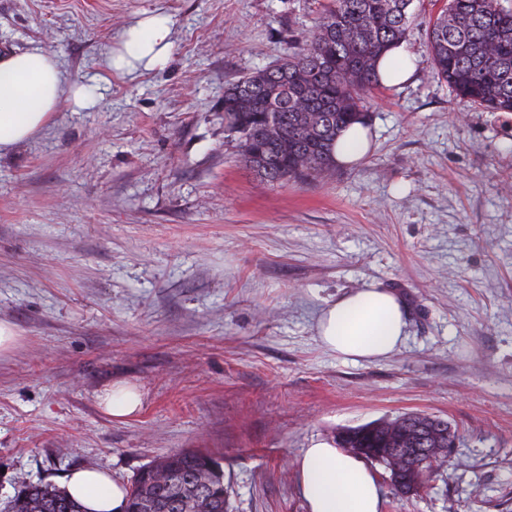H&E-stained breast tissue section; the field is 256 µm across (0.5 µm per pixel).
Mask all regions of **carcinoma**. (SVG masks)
Masks as SVG:
<instances>
[{
    "instance_id": "carcinoma-1",
    "label": "carcinoma",
    "mask_w": 512,
    "mask_h": 512,
    "mask_svg": "<svg viewBox=\"0 0 512 512\" xmlns=\"http://www.w3.org/2000/svg\"><path fill=\"white\" fill-rule=\"evenodd\" d=\"M414 0H327L305 42L273 64L229 83L224 122L238 134L241 159L268 182L304 181L336 165L338 133L366 118V93L381 87L377 60L405 38ZM432 74L455 96L489 112L512 113V4L448 0L426 28ZM426 415L375 423L358 448H379L412 431ZM201 451L169 454L141 468L128 487L126 512H228L224 472ZM438 458L406 462L424 484ZM0 512H83L64 491L22 482Z\"/></svg>"
}]
</instances>
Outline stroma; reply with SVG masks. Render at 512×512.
Returning a JSON list of instances; mask_svg holds the SVG:
<instances>
[{
	"mask_svg": "<svg viewBox=\"0 0 512 512\" xmlns=\"http://www.w3.org/2000/svg\"><path fill=\"white\" fill-rule=\"evenodd\" d=\"M445 5L414 0L415 72L369 94L368 157L268 183L224 88L303 41L318 0H0V52L46 49L102 95L0 155V320L19 334L0 356V503L24 479L126 484L200 450L231 512H308L302 449L421 412L457 437L413 494L370 464L381 512H512V114L431 77ZM146 11L172 21L169 62L111 69ZM372 285L404 300L403 344L326 350L321 309ZM116 380L142 389L137 415L100 407Z\"/></svg>",
	"mask_w": 512,
	"mask_h": 512,
	"instance_id": "35a3bbf8",
	"label": "stroma"
}]
</instances>
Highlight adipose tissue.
Here are the masks:
<instances>
[{"instance_id":"adipose-tissue-1","label":"adipose tissue","mask_w":512,"mask_h":512,"mask_svg":"<svg viewBox=\"0 0 512 512\" xmlns=\"http://www.w3.org/2000/svg\"><path fill=\"white\" fill-rule=\"evenodd\" d=\"M171 20L161 14L139 19L128 28L121 47L112 51V68L134 73L164 66L169 58ZM97 96L96 85L65 76L54 55L33 48L0 60V153L38 136L51 122L61 98L84 108ZM406 309L391 290L370 286L335 299L322 310L316 333L323 345L354 360L383 358L406 335ZM116 419L136 415L143 406L137 386L116 383L99 396ZM300 490L309 512H380L377 481L363 459L317 441L297 459ZM64 486L85 512H123L127 488L102 470L69 472Z\"/></svg>"}]
</instances>
